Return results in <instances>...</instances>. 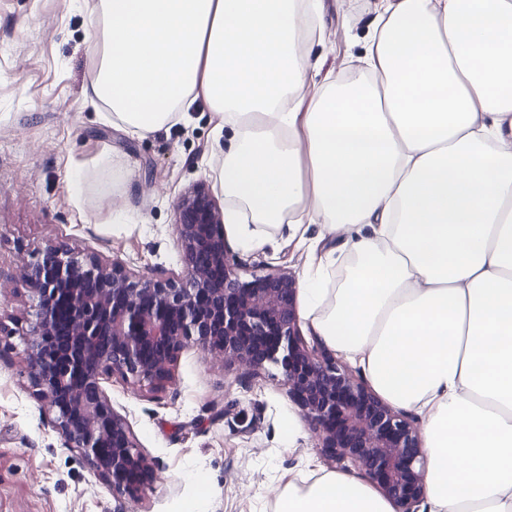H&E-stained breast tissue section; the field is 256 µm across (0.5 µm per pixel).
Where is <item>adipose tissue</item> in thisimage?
Segmentation results:
<instances>
[{"mask_svg": "<svg viewBox=\"0 0 512 512\" xmlns=\"http://www.w3.org/2000/svg\"><path fill=\"white\" fill-rule=\"evenodd\" d=\"M91 100L134 135L196 100L229 135L239 248L319 225L303 315L389 404L424 416L428 512H512V0H377L351 78H312L322 0H89ZM274 512H396L336 472Z\"/></svg>", "mask_w": 512, "mask_h": 512, "instance_id": "1", "label": "adipose tissue"}]
</instances>
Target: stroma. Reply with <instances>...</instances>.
<instances>
[{
	"instance_id": "obj_1",
	"label": "stroma",
	"mask_w": 512,
	"mask_h": 512,
	"mask_svg": "<svg viewBox=\"0 0 512 512\" xmlns=\"http://www.w3.org/2000/svg\"><path fill=\"white\" fill-rule=\"evenodd\" d=\"M374 2L323 0L324 71L358 68ZM95 24L81 0H0V512H274L288 482L330 469L310 431L287 440L301 412L274 366L245 377L192 345L164 388L103 381L160 475L131 498L68 447L28 378L25 263L63 243L142 278L175 275L179 198L201 183L224 197L205 103L143 137L101 118L87 95ZM240 258L243 279L269 265L299 278L309 250L274 233Z\"/></svg>"
}]
</instances>
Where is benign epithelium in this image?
Listing matches in <instances>:
<instances>
[{"instance_id":"7a95c632","label":"benign epithelium","mask_w":512,"mask_h":512,"mask_svg":"<svg viewBox=\"0 0 512 512\" xmlns=\"http://www.w3.org/2000/svg\"><path fill=\"white\" fill-rule=\"evenodd\" d=\"M181 274L142 280L120 260L48 246L26 264L35 300L26 336L30 380L67 445L112 490L135 496L155 468L112 408L101 380L162 387L194 342L210 360L253 376L270 364L315 432L325 460L358 474L398 506L418 512L427 455L416 418L382 400L300 330L295 277L270 269L245 281L224 239V213L205 185L177 202Z\"/></svg>"}]
</instances>
